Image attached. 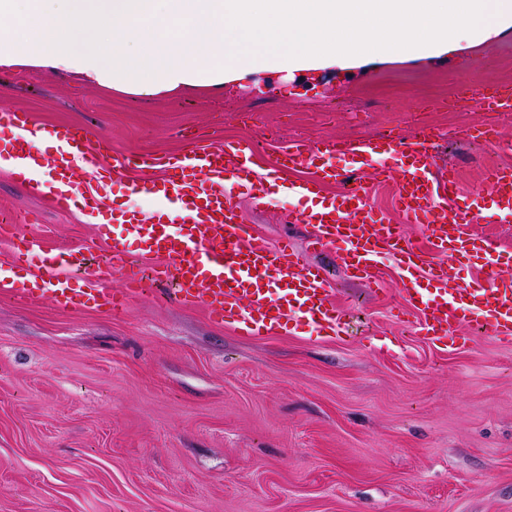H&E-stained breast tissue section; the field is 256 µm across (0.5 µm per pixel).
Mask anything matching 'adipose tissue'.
<instances>
[{
	"instance_id": "ef3b65f1",
	"label": "adipose tissue",
	"mask_w": 512,
	"mask_h": 512,
	"mask_svg": "<svg viewBox=\"0 0 512 512\" xmlns=\"http://www.w3.org/2000/svg\"><path fill=\"white\" fill-rule=\"evenodd\" d=\"M509 28L512 0H0V71L156 97L452 56Z\"/></svg>"
}]
</instances>
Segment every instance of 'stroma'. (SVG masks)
Instances as JSON below:
<instances>
[{"label":"stroma","instance_id":"stroma-1","mask_svg":"<svg viewBox=\"0 0 512 512\" xmlns=\"http://www.w3.org/2000/svg\"><path fill=\"white\" fill-rule=\"evenodd\" d=\"M512 85V29L457 58L406 59L348 73H258L223 94L128 96L46 69L0 72V110L108 138L86 186L112 181L108 207L142 209L130 155L180 154L185 133L250 145L258 163L289 146L420 127L462 196L512 165V114L495 117L460 86ZM494 125L499 145L464 139ZM50 171L0 169V256L32 238L95 264L109 248L84 209L53 210L35 189ZM269 245L288 240L326 272L349 318L338 335H240L169 286L144 279L124 314L62 311L32 269L0 288V512H512V345L463 325L448 347L418 332L392 258L378 285L333 252L307 249L296 200H237Z\"/></svg>","mask_w":512,"mask_h":512}]
</instances>
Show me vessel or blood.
Wrapping results in <instances>:
<instances>
[{"label":"vessel or blood","instance_id":"b4317fda","mask_svg":"<svg viewBox=\"0 0 512 512\" xmlns=\"http://www.w3.org/2000/svg\"><path fill=\"white\" fill-rule=\"evenodd\" d=\"M472 97L482 111H512L511 93L474 96L466 90L460 95L464 101ZM30 123L28 112H0V153L19 158L28 172L47 163L35 142L12 135ZM40 133L59 148L50 162L54 181L46 186L52 208L66 212L78 202L100 211L108 185L102 182L97 190L84 191L83 165L100 156L105 136L91 139L67 125L44 126ZM338 155L345 158V167L333 164ZM156 163L165 176L132 190L159 200L160 208L148 214L114 212L97 227L100 237L111 242L107 267L79 277L65 254L26 241L23 256L37 271L42 298L64 310L92 302L122 312L129 288L141 280L126 260L129 244L135 243L160 257L154 276L174 283L183 304L201 307L210 318L237 325L246 335L299 328L338 334L346 314L331 302L322 271L304 263L288 244L255 242L251 226L242 220L238 198L260 204L278 192L305 200V207L291 211L288 221L310 227L309 250L335 249L337 260L353 277L377 284L379 259L392 255L400 296L417 310L422 335L449 341L454 327L473 321L489 327L500 343H512V280L502 278L497 269L496 247L476 240L450 215L449 203L460 197L456 175L435 172L429 133L419 132L409 141L372 137L313 148L298 144L261 170L255 167L252 149L239 144L196 146ZM287 169H304L308 175L290 181L282 176ZM355 171L376 180L394 179L398 221L367 206L359 192L326 193V186L346 182ZM485 182L487 191H476V199L490 198L499 216L511 218L512 167L492 169ZM406 224L426 227L427 246L408 241L402 230ZM475 247L493 271L488 278L466 282L460 272ZM116 276L124 280L125 290H112Z\"/></svg>","mask_w":512,"mask_h":512}]
</instances>
